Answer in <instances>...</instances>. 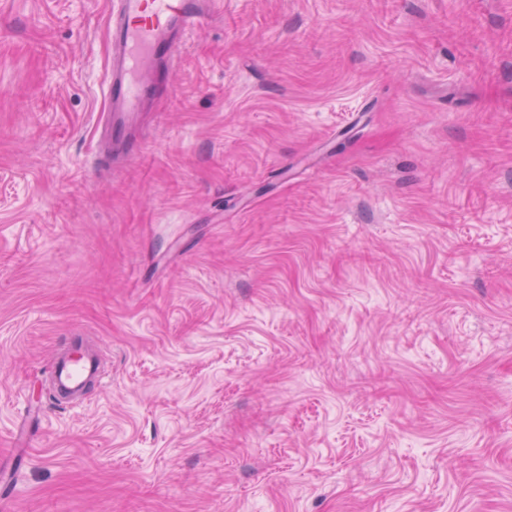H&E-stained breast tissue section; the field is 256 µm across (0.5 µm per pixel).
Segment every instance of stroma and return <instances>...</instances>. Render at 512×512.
<instances>
[{
    "label": "stroma",
    "mask_w": 512,
    "mask_h": 512,
    "mask_svg": "<svg viewBox=\"0 0 512 512\" xmlns=\"http://www.w3.org/2000/svg\"><path fill=\"white\" fill-rule=\"evenodd\" d=\"M109 9L0 0V512H512V0H225L125 167ZM48 372L55 396L68 403L83 400L87 384L91 382L100 386L104 379L99 356L89 348L55 357L48 366Z\"/></svg>",
    "instance_id": "stroma-1"
}]
</instances>
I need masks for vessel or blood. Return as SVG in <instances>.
I'll list each match as a JSON object with an SVG mask.
<instances>
[{"mask_svg":"<svg viewBox=\"0 0 512 512\" xmlns=\"http://www.w3.org/2000/svg\"><path fill=\"white\" fill-rule=\"evenodd\" d=\"M223 11L224 0H115L111 59L103 81L111 132L103 145L108 162L131 156L122 135L159 89L158 61H174L182 39ZM48 372L55 396L68 403L83 400L87 384L103 381L99 356L90 349L55 357Z\"/></svg>","mask_w":512,"mask_h":512,"instance_id":"1","label":"vessel or blood"}]
</instances>
